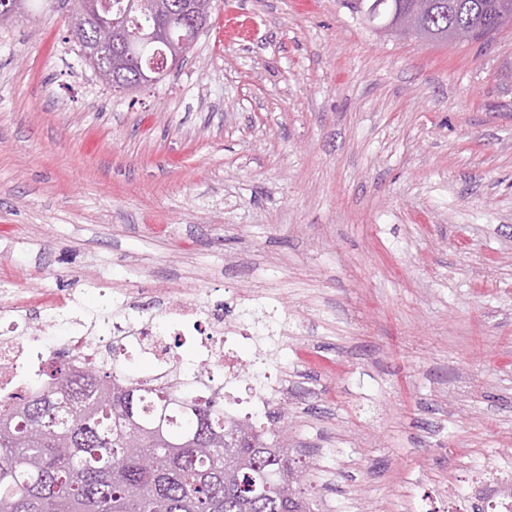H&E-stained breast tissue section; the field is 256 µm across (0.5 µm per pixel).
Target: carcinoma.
<instances>
[{
    "label": "carcinoma",
    "mask_w": 512,
    "mask_h": 512,
    "mask_svg": "<svg viewBox=\"0 0 512 512\" xmlns=\"http://www.w3.org/2000/svg\"><path fill=\"white\" fill-rule=\"evenodd\" d=\"M21 16L67 10L71 35L104 83L135 89L149 65L190 52L201 30L186 23L169 42H134L138 62L122 58L121 43L92 51L99 17L126 16L128 0H0ZM127 29L146 27L165 8L191 12L193 0H144ZM423 41L454 42L466 28L472 40L489 26L512 23V0H424ZM397 0H355L353 9L389 34ZM290 448L249 422L224 415L214 399L176 387H152L124 372L89 364L76 369L59 356L41 388L0 406V512H314L311 489ZM267 485L257 498L252 481Z\"/></svg>",
    "instance_id": "obj_1"
}]
</instances>
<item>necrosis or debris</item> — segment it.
I'll list each match as a JSON object with an SVG mask.
<instances>
[{
	"label": "necrosis or debris",
	"mask_w": 512,
	"mask_h": 512,
	"mask_svg": "<svg viewBox=\"0 0 512 512\" xmlns=\"http://www.w3.org/2000/svg\"><path fill=\"white\" fill-rule=\"evenodd\" d=\"M80 300L62 296L38 313L18 314L5 290H0V404L36 391L43 369L56 353L65 354L74 366L89 362L111 364L143 358L151 368L144 378L156 386H191L196 394L222 400L232 417L260 420L287 389L280 374L256 378L266 365L258 353L243 356L242 346L258 339L245 323H225L222 314L195 295H185L153 314H144L127 294L107 298V329L78 317ZM196 348V360L186 364L179 350L186 343ZM478 485L484 486L488 512H512V458L498 465L500 481H487L485 467L474 464Z\"/></svg>",
	"instance_id": "necrosis-or-debris-1"
}]
</instances>
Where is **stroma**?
<instances>
[{
  "label": "stroma",
  "mask_w": 512,
  "mask_h": 512,
  "mask_svg": "<svg viewBox=\"0 0 512 512\" xmlns=\"http://www.w3.org/2000/svg\"><path fill=\"white\" fill-rule=\"evenodd\" d=\"M196 294L288 383L318 512H477L512 451V25L424 45L349 0H213L184 63L96 78L65 12L0 29V289Z\"/></svg>",
  "instance_id": "stroma-1"
}]
</instances>
